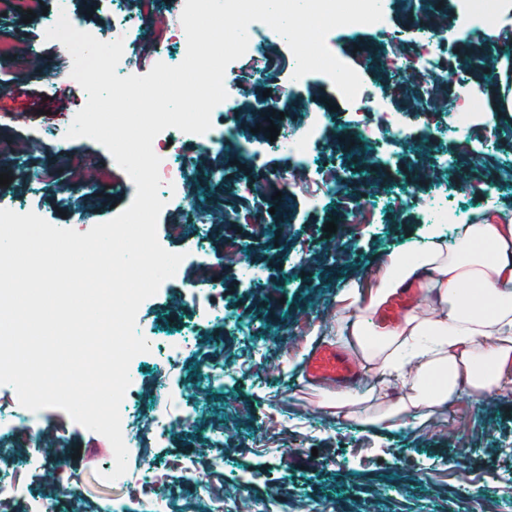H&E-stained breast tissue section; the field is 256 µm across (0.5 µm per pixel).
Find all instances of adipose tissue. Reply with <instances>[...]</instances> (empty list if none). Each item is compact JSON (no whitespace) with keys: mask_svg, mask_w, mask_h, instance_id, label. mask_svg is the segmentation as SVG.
<instances>
[{"mask_svg":"<svg viewBox=\"0 0 512 512\" xmlns=\"http://www.w3.org/2000/svg\"><path fill=\"white\" fill-rule=\"evenodd\" d=\"M383 273L345 293L352 312L342 343L377 376L367 425L394 430L449 406L460 387L475 398L512 389V209L458 227L419 250L381 256ZM419 288L422 298L389 327L372 315Z\"/></svg>","mask_w":512,"mask_h":512,"instance_id":"1","label":"adipose tissue"}]
</instances>
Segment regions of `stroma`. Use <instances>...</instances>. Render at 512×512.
<instances>
[{
	"label": "stroma",
	"mask_w": 512,
	"mask_h": 512,
	"mask_svg": "<svg viewBox=\"0 0 512 512\" xmlns=\"http://www.w3.org/2000/svg\"><path fill=\"white\" fill-rule=\"evenodd\" d=\"M13 2L12 12L0 14V46L21 84L0 91V109L12 112L0 118V174L10 178L4 195L54 226L83 233L130 205L129 178L101 144L68 146L56 139V129L69 124L84 101L71 76V57L57 58L43 36L45 13L56 2L42 0L45 10L33 19L30 0ZM113 2L70 0L72 25L93 35L111 29ZM124 8L139 19L124 44L134 74H147L161 53L177 55L178 45L169 41L176 16L139 8L135 0H125ZM418 13L412 0H388L384 28L327 36L360 76L365 99L381 100L385 111L412 128L409 145L390 143L378 114L356 112L316 72L293 85L281 107L289 125L301 126L311 102H319L326 126L321 145L311 151L314 167L334 165L337 156L326 144L347 136L385 170L386 184L362 199L332 186L308 192L311 176L296 173L288 157L267 149V78L248 61L235 63L240 135L220 148L198 146L190 135L180 140L176 163L201 170L207 179L195 200L172 199L159 215L160 244L184 259L178 275L138 310L137 329L154 337L156 346L133 359L125 393L132 404L129 425L140 427L156 400L167 341L183 342L170 383L191 423L171 427L163 441L145 433L127 446V477L155 480L171 512H213L217 505L204 501L183 473L168 468L175 453L198 474L221 483L220 505L233 512H512L511 391L484 400L463 391L447 410L415 427L377 432L363 425L361 415L323 407L322 387L303 371L305 355L318 340L337 342L336 299L349 284L375 277L379 254L422 245L434 234L453 237L456 225L512 205V139L500 135L512 128V112L503 106L505 83L486 82L468 65L486 36L456 42L440 76L411 66L392 70L390 57L419 51ZM463 91L475 115L467 138L449 135L447 113H435L427 123L417 116L427 100L451 105ZM229 163L247 174L287 177L295 186L289 206L281 207L262 181L244 192L226 178ZM473 168L491 174L486 194L464 189ZM218 186L225 208L238 211L239 223H225L217 211L201 217L193 209V202L206 201ZM440 192L448 195V221L433 224L426 218L427 199ZM338 219L347 229L325 232L326 223ZM233 240L274 290L198 261L199 253L218 256ZM20 408L15 390L0 385L2 460L34 459L41 447L81 451L109 445L55 408L33 412L27 429H20L14 422ZM111 461L108 454L93 464L81 455L67 459L65 471L77 477L79 491L68 501L34 459L30 468L11 472L18 494L1 512H27L34 499L61 512H107L113 496L123 498L124 512H153L125 485L101 482L99 474Z\"/></svg>",
	"instance_id": "1"
}]
</instances>
